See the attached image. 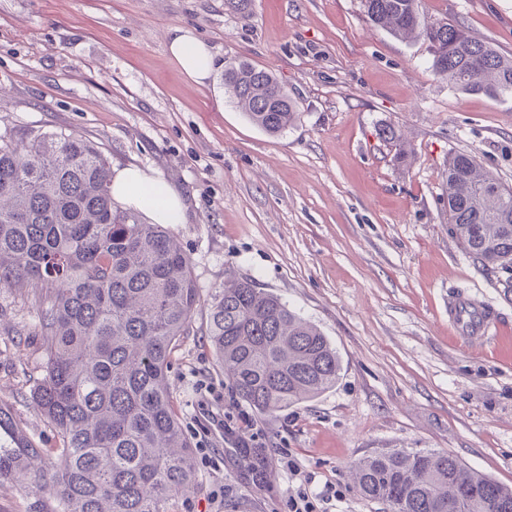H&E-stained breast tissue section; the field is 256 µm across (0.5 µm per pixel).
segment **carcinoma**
Instances as JSON below:
<instances>
[{"mask_svg": "<svg viewBox=\"0 0 512 512\" xmlns=\"http://www.w3.org/2000/svg\"><path fill=\"white\" fill-rule=\"evenodd\" d=\"M368 19L428 44L432 71L466 92L512 94V57L458 24L421 18L420 0H361ZM224 86L248 119L277 135L298 117L278 80L247 61ZM99 146L62 131L0 133V289L46 290L38 327L44 377L33 400L57 432L40 489L55 512H178L195 489V451L170 404L168 366L201 302L189 257L163 224L117 203ZM448 230L512 288V188L472 156L448 158ZM205 335L235 397L273 414L336 385L327 337L250 280L224 282ZM0 477L43 461L0 406ZM359 493L389 512H512V488L445 451L382 449L350 468Z\"/></svg>", "mask_w": 512, "mask_h": 512, "instance_id": "cac0c4a2", "label": "carcinoma"}]
</instances>
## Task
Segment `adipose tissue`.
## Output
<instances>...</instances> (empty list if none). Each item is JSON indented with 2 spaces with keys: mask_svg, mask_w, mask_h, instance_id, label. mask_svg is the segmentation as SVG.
I'll list each match as a JSON object with an SVG mask.
<instances>
[{
  "mask_svg": "<svg viewBox=\"0 0 512 512\" xmlns=\"http://www.w3.org/2000/svg\"><path fill=\"white\" fill-rule=\"evenodd\" d=\"M168 49L196 83H205L213 74L214 57L210 48L188 31L175 30ZM111 192L116 201L144 212L154 223L179 224L183 221V203L179 194L168 182L142 169L125 167L114 170Z\"/></svg>",
  "mask_w": 512,
  "mask_h": 512,
  "instance_id": "1",
  "label": "adipose tissue"
}]
</instances>
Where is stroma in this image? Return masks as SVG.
Wrapping results in <instances>:
<instances>
[{
  "label": "stroma",
  "instance_id": "1",
  "mask_svg": "<svg viewBox=\"0 0 512 512\" xmlns=\"http://www.w3.org/2000/svg\"><path fill=\"white\" fill-rule=\"evenodd\" d=\"M512 57V0H422ZM183 29L212 50L195 84L168 50ZM245 60L296 101L284 133L260 130L224 89ZM425 43L374 27L360 0H0V130L68 131L111 168L170 183L172 225L201 304L172 355L170 400L193 446L196 489L179 512H288L298 483L335 484L324 512H387L350 466L379 448H430L512 487V294L448 231V157L473 156L512 186V95L466 93L432 73ZM409 155L395 163L383 128ZM278 295L328 337L336 385L274 414L231 394L205 336L225 279ZM466 295L498 314L467 341L448 323ZM29 288L0 290V405L46 454L58 440L31 395L45 354ZM49 494L0 478V512H53Z\"/></svg>",
  "mask_w": 512,
  "mask_h": 512
}]
</instances>
